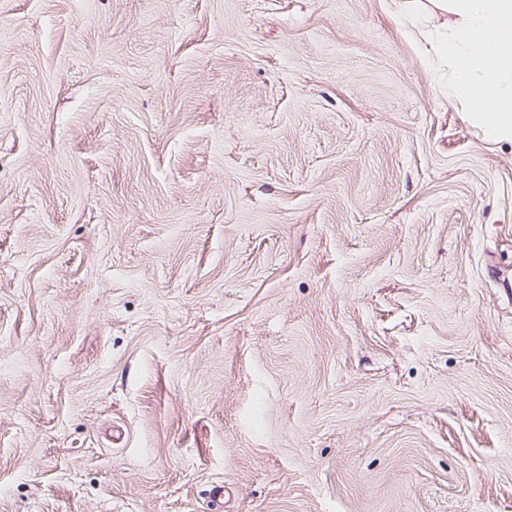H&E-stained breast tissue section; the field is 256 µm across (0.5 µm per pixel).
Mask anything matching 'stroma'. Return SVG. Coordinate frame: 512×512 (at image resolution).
I'll return each instance as SVG.
<instances>
[{
    "label": "stroma",
    "mask_w": 512,
    "mask_h": 512,
    "mask_svg": "<svg viewBox=\"0 0 512 512\" xmlns=\"http://www.w3.org/2000/svg\"><path fill=\"white\" fill-rule=\"evenodd\" d=\"M448 21L0 0V512H512V145Z\"/></svg>",
    "instance_id": "obj_1"
}]
</instances>
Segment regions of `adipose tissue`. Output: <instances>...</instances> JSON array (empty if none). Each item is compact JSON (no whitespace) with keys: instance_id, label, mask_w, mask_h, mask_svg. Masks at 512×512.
<instances>
[{"instance_id":"adipose-tissue-1","label":"adipose tissue","mask_w":512,"mask_h":512,"mask_svg":"<svg viewBox=\"0 0 512 512\" xmlns=\"http://www.w3.org/2000/svg\"><path fill=\"white\" fill-rule=\"evenodd\" d=\"M453 15L448 33V96L493 144H512V0H435ZM493 95L495 111L481 101Z\"/></svg>"}]
</instances>
